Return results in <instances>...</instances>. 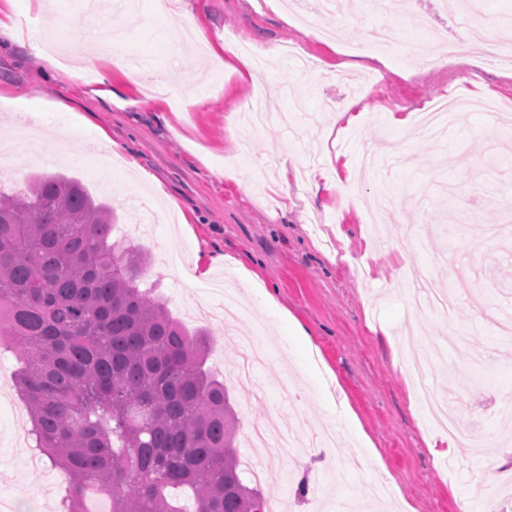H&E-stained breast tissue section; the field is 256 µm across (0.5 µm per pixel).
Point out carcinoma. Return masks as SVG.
Returning <instances> with one entry per match:
<instances>
[{"label": "carcinoma", "instance_id": "carcinoma-1", "mask_svg": "<svg viewBox=\"0 0 512 512\" xmlns=\"http://www.w3.org/2000/svg\"><path fill=\"white\" fill-rule=\"evenodd\" d=\"M112 206L75 178L42 173L0 189V346L37 447L67 480L65 512H266L239 472V422L204 369L210 332L188 330L142 287L139 246L112 239Z\"/></svg>", "mask_w": 512, "mask_h": 512}]
</instances>
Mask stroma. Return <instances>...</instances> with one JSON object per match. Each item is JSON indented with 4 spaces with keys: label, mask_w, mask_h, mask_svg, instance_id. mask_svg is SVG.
Returning <instances> with one entry per match:
<instances>
[{
    "label": "stroma",
    "mask_w": 512,
    "mask_h": 512,
    "mask_svg": "<svg viewBox=\"0 0 512 512\" xmlns=\"http://www.w3.org/2000/svg\"><path fill=\"white\" fill-rule=\"evenodd\" d=\"M84 2L0 0L1 15L28 21L15 42L0 44V155L25 148L13 112H38L57 124L56 136L37 138L39 154L22 172L0 173V187L59 172L109 203L117 235L149 251L146 281L169 311L189 329L210 330L206 365L230 388L240 427L271 410L292 432L334 422L344 446L335 463L301 449L287 466L267 469L264 494L284 501L285 512H337L359 484L377 481L389 496L361 502L357 512H459L463 495L471 512H512V500L476 476L512 450V420L498 411L500 395L512 394V338L498 336L494 325L512 314V138L501 137L500 115L486 106L512 103V64L476 65L478 107L455 115L437 141L419 125L395 127L389 115L422 112L462 86L466 58L420 71L408 54L412 42L437 32L458 38L446 0H410L412 17L392 19L402 41L390 50L369 37L387 17L368 0H339L348 23L339 44L317 37L323 19L312 0H187L193 30L180 29L151 0L119 14L87 11ZM116 24L126 31L128 53L163 63L173 76L169 88L151 92L105 52ZM57 28L79 56H95L106 83L49 69L35 46ZM219 45L248 49L251 70L217 62L209 50ZM287 45L298 46V56H280ZM188 90L205 105L187 112L174 105ZM246 102L291 113L296 124L250 126L240 110ZM346 110L365 113V122L333 124L334 113ZM272 156L309 172L282 184L279 170L266 166ZM130 158L135 167L127 166ZM138 167L163 196L136 178ZM197 264L208 267L206 279H190ZM246 269L259 274L287 317L255 299ZM413 273L451 285L460 301L453 325L412 311ZM228 281L243 310L231 324L220 310ZM297 323L310 332L314 352L292 358ZM401 330L412 336L418 360L447 342L445 363L432 365L427 378L450 409L466 400V369L483 363L486 390L475 410L486 447L476 468L454 471L432 457L425 437L433 427L409 408L416 391L398 360ZM242 336L268 343L251 386L231 373ZM323 366L346 402L330 418L319 411ZM18 368L15 352L0 350V497L13 496L17 512H63L66 480L48 459L32 461L37 450L16 389ZM348 410L360 431L345 429Z\"/></svg>",
    "instance_id": "stroma-1"
}]
</instances>
